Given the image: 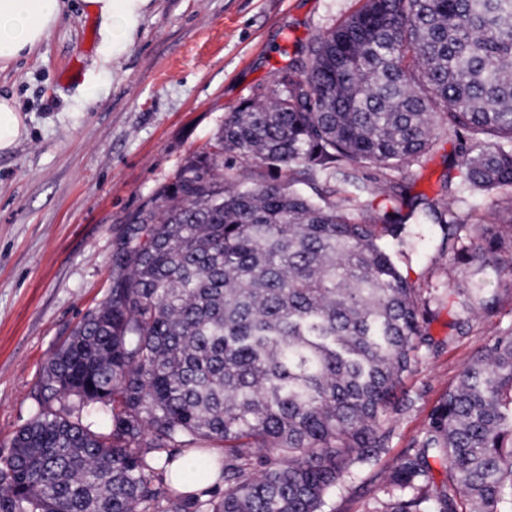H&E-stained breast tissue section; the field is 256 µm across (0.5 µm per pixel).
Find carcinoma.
Listing matches in <instances>:
<instances>
[{
    "mask_svg": "<svg viewBox=\"0 0 512 512\" xmlns=\"http://www.w3.org/2000/svg\"><path fill=\"white\" fill-rule=\"evenodd\" d=\"M306 52L133 217L109 297L54 350L0 455V512H323L387 450L430 345L393 252L420 258L440 231L456 254L466 224L396 208L388 243L353 212L441 132L469 142L467 188L512 190V0H364ZM470 258L500 267L499 239ZM463 295L450 341L493 310L484 280ZM177 451L224 490L164 486ZM371 481L370 512H512L511 332Z\"/></svg>",
    "mask_w": 512,
    "mask_h": 512,
    "instance_id": "obj_1",
    "label": "carcinoma"
}]
</instances>
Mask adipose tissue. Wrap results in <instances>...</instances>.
Wrapping results in <instances>:
<instances>
[{
    "mask_svg": "<svg viewBox=\"0 0 512 512\" xmlns=\"http://www.w3.org/2000/svg\"><path fill=\"white\" fill-rule=\"evenodd\" d=\"M99 21L101 43L85 77V100H92L102 74L111 71L134 41L138 21L149 0H86ZM62 0H0V71L19 58L34 55L52 36Z\"/></svg>",
    "mask_w": 512,
    "mask_h": 512,
    "instance_id": "1",
    "label": "adipose tissue"
}]
</instances>
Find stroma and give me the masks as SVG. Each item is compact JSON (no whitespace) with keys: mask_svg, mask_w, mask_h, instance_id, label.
Listing matches in <instances>:
<instances>
[{"mask_svg":"<svg viewBox=\"0 0 512 512\" xmlns=\"http://www.w3.org/2000/svg\"><path fill=\"white\" fill-rule=\"evenodd\" d=\"M362 0H150L134 43L100 78L98 98L80 104L84 78L62 80L99 46L85 0H67L50 39L0 71V95L16 100L24 139L0 153V454L29 418L38 375L89 309L109 293L114 248L134 213L191 154L203 151L229 112L298 59L315 35ZM459 143L440 136L418 162L393 170L396 193L425 197L459 216H501L492 232L512 234L506 190H461ZM428 300L423 325L439 348L421 350L398 394L413 405L395 417L385 468L420 436L460 369L492 336L512 331V267L485 270L493 314L452 343L459 310L449 291L466 288L477 265L468 253L399 258ZM368 472L334 488L324 512H365L378 484Z\"/></svg>","mask_w":512,"mask_h":512,"instance_id":"1","label":"stroma"}]
</instances>
